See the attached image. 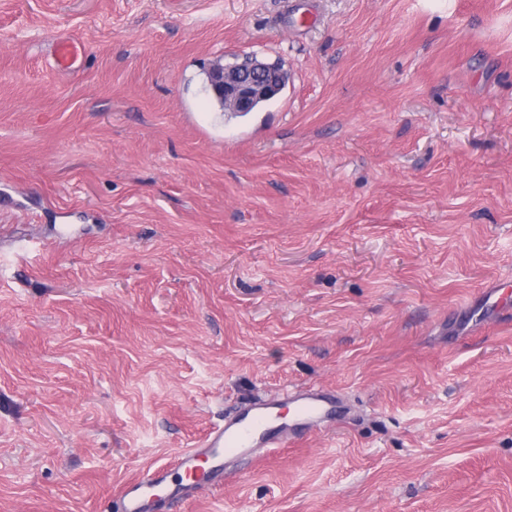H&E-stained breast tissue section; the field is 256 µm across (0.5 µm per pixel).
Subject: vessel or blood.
<instances>
[{
    "label": "vessel or blood",
    "mask_w": 512,
    "mask_h": 512,
    "mask_svg": "<svg viewBox=\"0 0 512 512\" xmlns=\"http://www.w3.org/2000/svg\"><path fill=\"white\" fill-rule=\"evenodd\" d=\"M83 49L77 42L62 40L54 48V63L65 71L74 67ZM286 400L293 407L291 418L282 421L273 414L274 401L259 399L225 417L189 448L183 449L175 467L185 475H197L199 487H206L211 476L230 471L235 463L256 456L258 449L274 452L287 447L291 438L321 428L333 417L338 402L315 389L288 391ZM168 469L160 466L127 484L119 498L121 512H155L166 504Z\"/></svg>",
    "instance_id": "1"
}]
</instances>
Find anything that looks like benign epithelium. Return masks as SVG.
Masks as SVG:
<instances>
[{
    "label": "benign epithelium",
    "mask_w": 512,
    "mask_h": 512,
    "mask_svg": "<svg viewBox=\"0 0 512 512\" xmlns=\"http://www.w3.org/2000/svg\"><path fill=\"white\" fill-rule=\"evenodd\" d=\"M208 82L213 95L225 106L247 112L257 101L276 95L285 84V74L274 63L246 57L233 64L213 63Z\"/></svg>",
    "instance_id": "benign-epithelium-1"
}]
</instances>
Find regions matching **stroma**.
Wrapping results in <instances>:
<instances>
[{"instance_id":"obj_1","label":"stroma","mask_w":512,"mask_h":512,"mask_svg":"<svg viewBox=\"0 0 512 512\" xmlns=\"http://www.w3.org/2000/svg\"><path fill=\"white\" fill-rule=\"evenodd\" d=\"M246 56L287 80L230 118ZM496 281L512 0H0V512H109L297 387L334 422L169 512H512ZM82 46L71 40H61L54 48V63L58 70H69L74 67L82 55ZM282 68L274 63L243 58L233 64L221 61L208 70V82L216 103L225 112L224 105L233 112H247L259 100L275 96L285 84Z\"/></svg>"}]
</instances>
